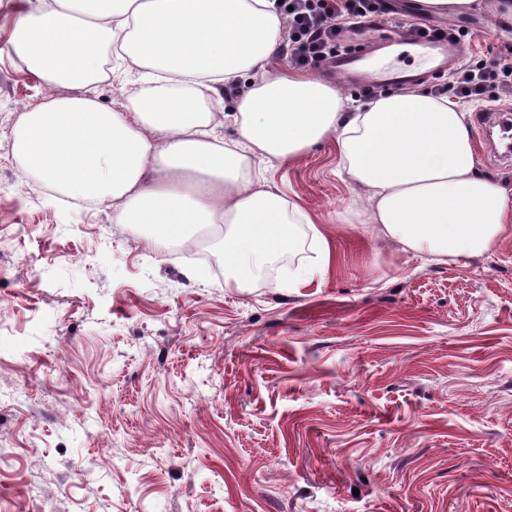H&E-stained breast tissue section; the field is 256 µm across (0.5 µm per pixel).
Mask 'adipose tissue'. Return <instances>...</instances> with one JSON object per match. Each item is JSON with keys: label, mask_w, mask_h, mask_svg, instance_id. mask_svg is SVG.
<instances>
[{"label": "adipose tissue", "mask_w": 512, "mask_h": 512, "mask_svg": "<svg viewBox=\"0 0 512 512\" xmlns=\"http://www.w3.org/2000/svg\"><path fill=\"white\" fill-rule=\"evenodd\" d=\"M13 52L46 90L23 108L13 154L26 175L112 210L148 248L214 229L224 285L264 279L290 251L295 202L259 185L250 159L281 161L335 136L339 174L364 187L377 239L444 263L493 253L512 231V191L481 173L468 115L445 98L390 94L349 109L315 75L271 74L283 17L273 0H26ZM119 46L142 83L122 108L102 105L104 54ZM252 89L228 120L202 109L226 86ZM67 87L64 95L56 87ZM232 137H225V126Z\"/></svg>", "instance_id": "ef3b65f1"}]
</instances>
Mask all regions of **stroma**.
<instances>
[{"label": "stroma", "mask_w": 512, "mask_h": 512, "mask_svg": "<svg viewBox=\"0 0 512 512\" xmlns=\"http://www.w3.org/2000/svg\"><path fill=\"white\" fill-rule=\"evenodd\" d=\"M24 6L0 0V512H512V232L448 264L373 241L338 221L366 196L330 136L264 163L330 270L224 287L21 174L12 129L44 94L10 47ZM446 19L467 55L512 48V0ZM309 226L277 279L318 265Z\"/></svg>", "instance_id": "obj_1"}]
</instances>
